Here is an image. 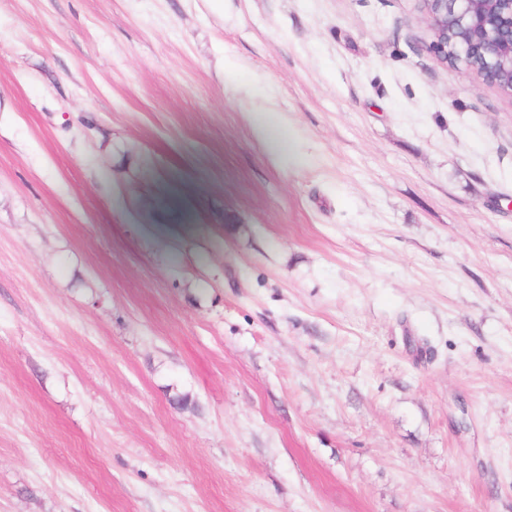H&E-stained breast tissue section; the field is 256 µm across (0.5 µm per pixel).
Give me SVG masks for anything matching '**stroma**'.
Returning a JSON list of instances; mask_svg holds the SVG:
<instances>
[{"label": "stroma", "instance_id": "35a3bbf8", "mask_svg": "<svg viewBox=\"0 0 512 512\" xmlns=\"http://www.w3.org/2000/svg\"><path fill=\"white\" fill-rule=\"evenodd\" d=\"M421 0H0V512H512V98Z\"/></svg>", "mask_w": 512, "mask_h": 512}]
</instances>
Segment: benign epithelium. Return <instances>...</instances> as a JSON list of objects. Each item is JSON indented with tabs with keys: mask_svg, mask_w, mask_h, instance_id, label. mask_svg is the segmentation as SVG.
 <instances>
[{
	"mask_svg": "<svg viewBox=\"0 0 512 512\" xmlns=\"http://www.w3.org/2000/svg\"><path fill=\"white\" fill-rule=\"evenodd\" d=\"M430 23L429 51L442 65L476 71L484 80L512 72V0H423ZM471 34L460 50L448 53L449 25Z\"/></svg>",
	"mask_w": 512,
	"mask_h": 512,
	"instance_id": "obj_1",
	"label": "benign epithelium"
}]
</instances>
